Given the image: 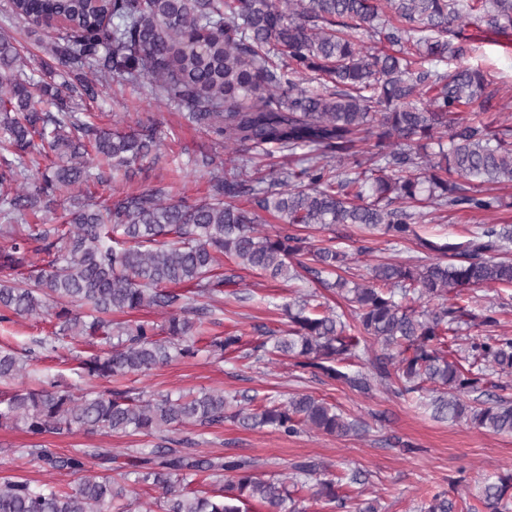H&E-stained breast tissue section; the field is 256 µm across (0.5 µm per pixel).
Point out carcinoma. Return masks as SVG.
I'll list each match as a JSON object with an SVG mask.
<instances>
[{"label": "carcinoma", "mask_w": 512, "mask_h": 512, "mask_svg": "<svg viewBox=\"0 0 512 512\" xmlns=\"http://www.w3.org/2000/svg\"><path fill=\"white\" fill-rule=\"evenodd\" d=\"M13 15L34 26L42 15L66 19L50 43L54 64L35 69L16 44L0 36V319L46 315L59 329L34 340L24 354L0 351V381L27 372L36 353H55L64 338L102 345L79 362L80 376L111 386L75 396L46 379L40 387L0 398V426L22 429L35 439L27 453L51 469L79 476L70 489L37 488L23 479L0 482V512H130L133 484L161 490L162 512H247L255 501L267 512H301L286 482L264 478L243 457L199 456L189 448L161 446L129 457L117 477L89 474L88 459L111 462L112 450L84 448L55 455L37 440L82 428L91 432L156 436L173 427L209 428L232 418L245 428L271 426L290 435L303 426L348 437L359 424L333 405L300 394L246 412L230 410L222 390L197 394L136 395L116 383L148 375L178 357L192 356L198 333L177 286L200 297L224 294L234 276L216 272L224 256L272 279L296 277L302 267L335 288L355 314L358 328L380 345L370 374L343 363L359 357L360 341L349 334L344 314L308 299L285 305L288 331L257 349L289 357L302 370L368 393L372 383H406L404 391L434 393L433 417L469 419L492 434H512V400L473 405L464 397L480 378L465 368L484 363L512 371V334L497 332L492 306L475 312L460 303L462 292L491 284L512 285V260L501 253L512 226L486 224L464 244L417 237L424 212L469 209L493 212L500 197L483 187L512 183V126L492 130L462 113L489 109L485 72L465 63L473 48L464 28L476 21L497 33L512 30V0H11ZM453 39H448V36ZM434 61H453L439 71ZM69 80L53 86L43 76L53 65ZM148 81L152 93L187 111L188 119L224 144L231 155L224 172L212 174L201 202L166 201L150 188L117 204L96 201L89 182L112 184V171L159 150L161 135L108 133L76 107L38 109V97L93 98L102 77ZM375 137L372 167L345 161L356 142ZM448 139L438 159L419 152L422 141ZM293 156L308 150L297 168L260 175L252 152ZM68 196L61 224H25ZM250 197L282 224L259 231L260 216L238 205ZM356 225L389 241L416 239L431 255L423 264L380 263L362 283L336 274L349 255L334 246L312 248L295 227ZM37 242L40 247L31 249ZM45 254L42 264L31 253ZM27 267L21 280L9 276ZM450 296L454 302L426 313L414 299ZM156 309L164 322L140 320L129 327L115 312ZM464 325L484 329L471 338L467 357L448 345ZM241 337L212 340L224 356ZM312 479L314 496L343 503L340 481L325 477L315 461L293 465ZM223 477L209 493L199 480ZM481 499L490 512L512 502V470L488 478ZM455 503L436 494L421 512H454Z\"/></svg>", "instance_id": "cac0c4a2"}]
</instances>
